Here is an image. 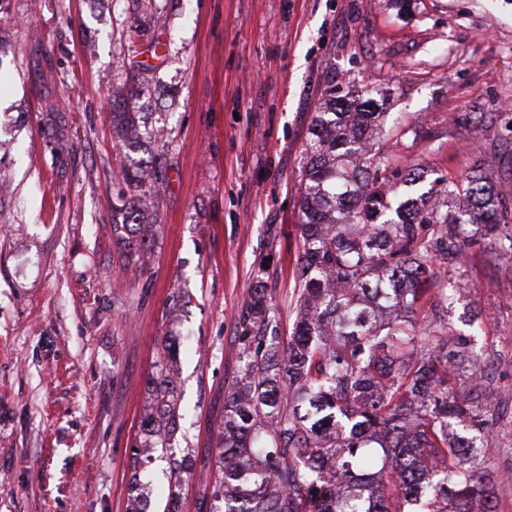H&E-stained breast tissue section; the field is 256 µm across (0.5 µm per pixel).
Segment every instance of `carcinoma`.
Instances as JSON below:
<instances>
[{"label":"carcinoma","mask_w":512,"mask_h":512,"mask_svg":"<svg viewBox=\"0 0 512 512\" xmlns=\"http://www.w3.org/2000/svg\"><path fill=\"white\" fill-rule=\"evenodd\" d=\"M353 90L326 89L308 143L293 278L296 320L286 336L256 279L241 322L243 370L224 397L223 475L198 512H493L486 474L464 461L479 450L450 437L462 426L488 438L490 403L478 375L448 363V294L419 316L424 285L445 268L464 275L470 242L483 238L512 269V208L481 164L464 180L406 195L389 183L382 148L386 113L352 108ZM149 174H122L135 195ZM123 266L150 251L145 225L127 224ZM176 403L142 421L144 447L168 460V504L181 498L188 463L168 453ZM387 459L376 468L366 448Z\"/></svg>","instance_id":"carcinoma-1"}]
</instances>
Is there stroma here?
Instances as JSON below:
<instances>
[{
  "label": "stroma",
  "instance_id": "obj_1",
  "mask_svg": "<svg viewBox=\"0 0 512 512\" xmlns=\"http://www.w3.org/2000/svg\"><path fill=\"white\" fill-rule=\"evenodd\" d=\"M334 81L382 93L406 130L384 141L393 167L482 163L512 206V0H0V512H129L135 481L160 512L168 463L147 460L140 421L173 341L197 512L257 277L293 328L301 179ZM118 96L138 114L124 135ZM142 170L136 217L120 174ZM135 222L153 237L141 270L121 265ZM489 251L470 245L448 321L483 328L479 463L512 512V276Z\"/></svg>",
  "mask_w": 512,
  "mask_h": 512
}]
</instances>
